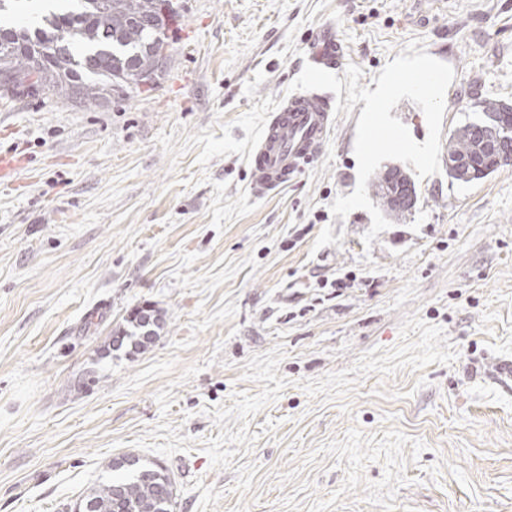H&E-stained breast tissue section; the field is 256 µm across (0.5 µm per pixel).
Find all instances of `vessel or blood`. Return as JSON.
I'll return each instance as SVG.
<instances>
[{"label": "vessel or blood", "mask_w": 512, "mask_h": 512, "mask_svg": "<svg viewBox=\"0 0 512 512\" xmlns=\"http://www.w3.org/2000/svg\"><path fill=\"white\" fill-rule=\"evenodd\" d=\"M343 50L335 36L321 33L310 64L333 72ZM335 105L329 93L310 90L282 98L264 122L251 147V192L266 197L288 185L318 158L335 125Z\"/></svg>", "instance_id": "1"}]
</instances>
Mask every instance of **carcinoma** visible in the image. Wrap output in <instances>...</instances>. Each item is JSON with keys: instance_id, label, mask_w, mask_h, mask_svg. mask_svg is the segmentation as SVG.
<instances>
[{"instance_id": "obj_1", "label": "carcinoma", "mask_w": 512, "mask_h": 512, "mask_svg": "<svg viewBox=\"0 0 512 512\" xmlns=\"http://www.w3.org/2000/svg\"><path fill=\"white\" fill-rule=\"evenodd\" d=\"M33 0H0V14L28 11ZM61 12L41 17V24L17 28L0 24L8 32L6 49H0V92L20 89L14 75L39 74L40 87L66 96L81 94L90 100L102 98L112 83H133L134 71L151 82L158 67L157 54L167 48L165 33L173 17L170 0H70ZM482 117L457 128L448 138V162L475 151L474 129L505 122L512 127V105L499 100L480 102ZM508 161L490 160L482 170L467 173L448 167V177L462 184L487 178ZM396 175L414 185L400 168L388 166L373 186L385 210L396 217L409 214L415 204L400 206L383 192V179ZM158 318L140 309L127 320L113 341H129L134 349L147 346L155 335ZM112 478L91 488L67 505L69 512H174L175 482L167 469L142 462L134 455H120L109 464Z\"/></svg>"}]
</instances>
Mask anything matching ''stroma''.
Listing matches in <instances>:
<instances>
[{
    "instance_id": "stroma-1",
    "label": "stroma",
    "mask_w": 512,
    "mask_h": 512,
    "mask_svg": "<svg viewBox=\"0 0 512 512\" xmlns=\"http://www.w3.org/2000/svg\"><path fill=\"white\" fill-rule=\"evenodd\" d=\"M156 80L0 98V512H64L113 457L175 512H512V164L416 179L371 246L364 108L252 195L248 154L331 27L360 86L451 65L442 137L512 104V0H173ZM139 306L165 326L130 357Z\"/></svg>"
}]
</instances>
